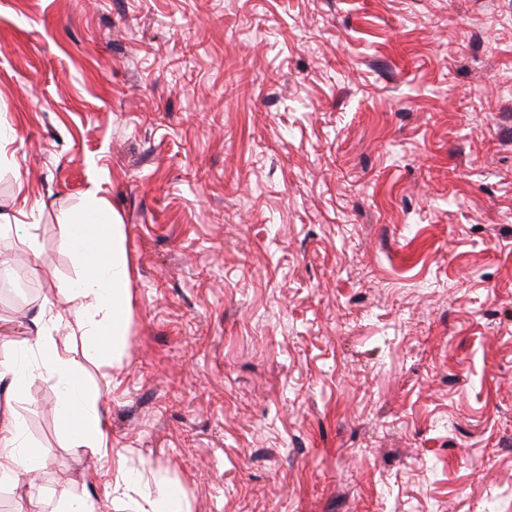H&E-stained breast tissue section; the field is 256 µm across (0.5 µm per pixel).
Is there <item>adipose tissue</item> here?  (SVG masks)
Returning a JSON list of instances; mask_svg holds the SVG:
<instances>
[{"label": "adipose tissue", "instance_id": "ef3b65f1", "mask_svg": "<svg viewBox=\"0 0 512 512\" xmlns=\"http://www.w3.org/2000/svg\"><path fill=\"white\" fill-rule=\"evenodd\" d=\"M61 231L82 271L77 283H66L63 289L77 293L85 306L73 321L61 312L41 318L35 341L39 374L56 379L65 389L57 408L61 428L74 446L93 449L100 458L111 460L112 481L105 495L122 503L126 512H183L173 485L134 477L124 455L115 454L105 393L85 383L81 359L58 336L73 323L102 346L104 356H121L131 307V261L124 246V226L107 200L92 191L77 212L64 217ZM2 380L7 387L0 393V481L12 478L25 463L12 402L24 390L28 376L1 362Z\"/></svg>", "mask_w": 512, "mask_h": 512}]
</instances>
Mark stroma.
<instances>
[{
  "label": "stroma",
  "mask_w": 512,
  "mask_h": 512,
  "mask_svg": "<svg viewBox=\"0 0 512 512\" xmlns=\"http://www.w3.org/2000/svg\"><path fill=\"white\" fill-rule=\"evenodd\" d=\"M0 126L37 224L0 362L81 312L59 219L98 191L128 336L69 343L187 512H512V0H0ZM59 399L14 402L40 484L0 512H118Z\"/></svg>",
  "instance_id": "stroma-1"
}]
</instances>
